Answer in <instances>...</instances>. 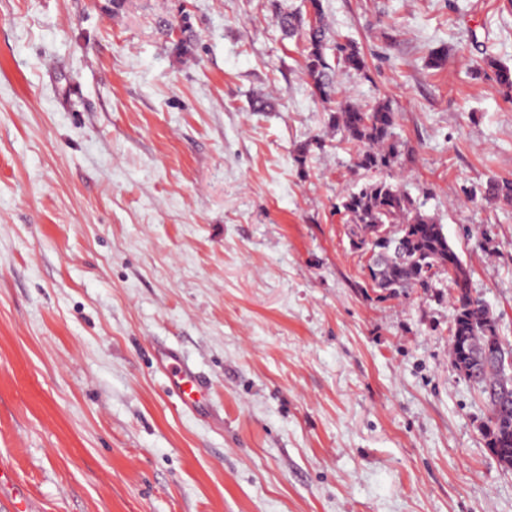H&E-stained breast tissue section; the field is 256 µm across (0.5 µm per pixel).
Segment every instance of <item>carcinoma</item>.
I'll return each mask as SVG.
<instances>
[{"label":"carcinoma","instance_id":"1","mask_svg":"<svg viewBox=\"0 0 512 512\" xmlns=\"http://www.w3.org/2000/svg\"><path fill=\"white\" fill-rule=\"evenodd\" d=\"M313 20L305 21L294 12L277 16L283 35L303 41L304 70L312 93L325 104L328 121L343 132L355 152V166L367 173H381L401 162L407 145L398 139L395 114L389 105L372 108L347 104L333 107L336 96V69L360 72L364 59L350 40L336 43V64L326 50L334 40L327 27L321 0H309ZM512 205V179L492 177L472 192V200ZM336 213L346 223L362 229L373 224L390 228L387 239L375 244L382 255L375 278L377 290L392 297L411 288L432 287L428 271L448 272L454 284L453 318L450 327V362L453 368L476 388L487 402L493 418L486 421L482 436L499 465L512 470V364L501 363L498 350L509 353L498 339V323L485 302L472 296L468 272L453 249L438 218L425 211L423 204L388 178L369 179L343 195Z\"/></svg>","mask_w":512,"mask_h":512}]
</instances>
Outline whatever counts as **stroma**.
<instances>
[{"label": "stroma", "instance_id": "stroma-1", "mask_svg": "<svg viewBox=\"0 0 512 512\" xmlns=\"http://www.w3.org/2000/svg\"><path fill=\"white\" fill-rule=\"evenodd\" d=\"M322 4L366 61L337 102L391 105V174L512 348V206L465 196L512 178V0ZM306 5L0 0V463L34 512H512L447 276L380 297L335 212L366 175L276 24ZM156 356L161 366L175 367L176 373L170 380V388L178 396L183 406L194 408L197 403L194 395L198 385L197 373L194 368L184 357L166 347H160Z\"/></svg>", "mask_w": 512, "mask_h": 512}]
</instances>
